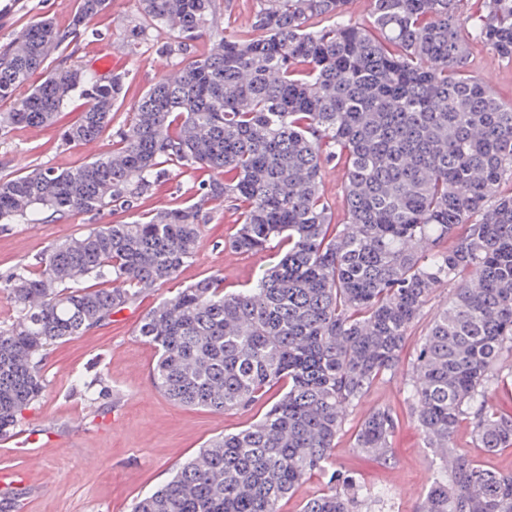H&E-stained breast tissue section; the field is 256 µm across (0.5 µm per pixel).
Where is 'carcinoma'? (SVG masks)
I'll list each match as a JSON object with an SVG mask.
<instances>
[{
  "mask_svg": "<svg viewBox=\"0 0 512 512\" xmlns=\"http://www.w3.org/2000/svg\"><path fill=\"white\" fill-rule=\"evenodd\" d=\"M215 0H139L134 49L152 35L182 56L138 98L112 151L58 170L0 177V223L50 212L134 208L176 160L212 172L196 203L103 224L50 246L36 272L0 281L17 316L0 325V437L46 390L52 347L101 325L175 279L197 254L202 206L242 205L224 248L286 247L248 288L199 280L163 299L137 335L156 350L154 387L222 414L283 395L257 423L220 434L132 512H279L325 470L343 423L401 362L436 288L456 284L405 378L416 421L440 461L416 512H512V476L456 452L466 420L476 447H512V413L491 404L512 380V105L466 70L468 40L512 60V0H373L368 26L346 0H255L247 29L211 41ZM108 0H79L68 29L36 18L0 45V133L53 125L84 100L62 143L97 140L128 74L49 65ZM38 81L29 92L18 90ZM345 168V221L331 223L325 165ZM451 241L445 247L443 243ZM396 417L368 413L354 447L385 457ZM374 495L336 470L301 512H354Z\"/></svg>",
  "mask_w": 512,
  "mask_h": 512,
  "instance_id": "obj_1",
  "label": "carcinoma"
}]
</instances>
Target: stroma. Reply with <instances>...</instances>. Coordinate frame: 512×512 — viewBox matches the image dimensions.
Listing matches in <instances>:
<instances>
[{
    "label": "stroma",
    "instance_id": "stroma-1",
    "mask_svg": "<svg viewBox=\"0 0 512 512\" xmlns=\"http://www.w3.org/2000/svg\"><path fill=\"white\" fill-rule=\"evenodd\" d=\"M75 6L76 0H0V41H8L13 31L42 16L66 28ZM139 20L136 0H112L93 20V34L72 42L63 53L68 64L86 68L104 51L113 71L128 73L124 102L112 118L116 128L126 123L142 92L175 63L174 57L159 51L154 38L134 49L128 46V31ZM468 59L495 96L512 104V62L476 39L469 43ZM111 148L108 132L92 144L69 147L61 145L57 127H17L0 136V177L26 165L67 169ZM208 178L205 170L173 166L166 179L139 196L134 210L0 225V278L22 268L35 269L39 257L59 240L102 224L131 221L143 212L195 203ZM203 215L197 255L175 280L139 296L111 321L52 349L44 367L47 390L24 411L19 428L20 433L39 436L37 458H30L24 448L0 447V469L28 472L30 491L20 509L0 490V512H130L137 499L169 480L178 464L205 441L238 432L263 416L266 408L261 404L217 414L170 400L152 383L154 348L135 333L146 313L177 289L217 275L223 277L226 290L233 291L254 282L271 263L270 250L239 254L223 248L239 217L236 206L209 203ZM452 293L449 285L435 290L409 332L398 370L371 386L349 415L325 471L299 483L281 501L280 512H300L307 499L326 490L335 469L378 492L369 512H415L440 462L415 421L404 379L430 319ZM378 408L391 409L397 417L391 454L385 459L363 455L353 446L361 420Z\"/></svg>",
    "mask_w": 512,
    "mask_h": 512
}]
</instances>
